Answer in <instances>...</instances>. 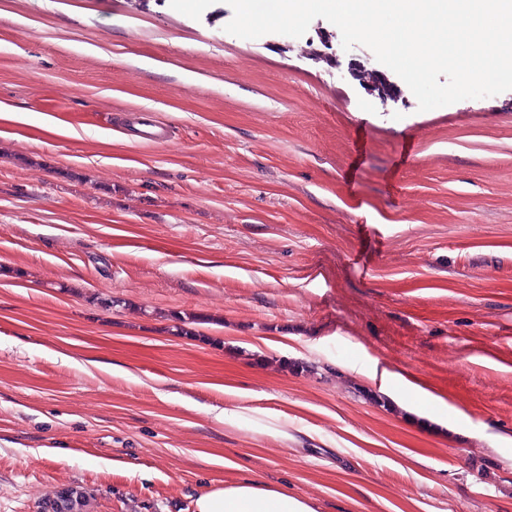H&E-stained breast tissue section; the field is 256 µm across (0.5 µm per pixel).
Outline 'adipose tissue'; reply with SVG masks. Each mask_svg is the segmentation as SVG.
<instances>
[{
    "label": "adipose tissue",
    "mask_w": 512,
    "mask_h": 512,
    "mask_svg": "<svg viewBox=\"0 0 512 512\" xmlns=\"http://www.w3.org/2000/svg\"><path fill=\"white\" fill-rule=\"evenodd\" d=\"M359 372L409 415L429 419L443 428L466 420L463 413H449L442 398L412 384L401 373L376 363L360 367ZM281 418L280 412L241 402L224 409L225 426L254 424L262 432L284 441L288 438V428ZM193 508L194 512H317L307 497L260 478L231 480L207 488L197 495Z\"/></svg>",
    "instance_id": "adipose-tissue-1"
}]
</instances>
